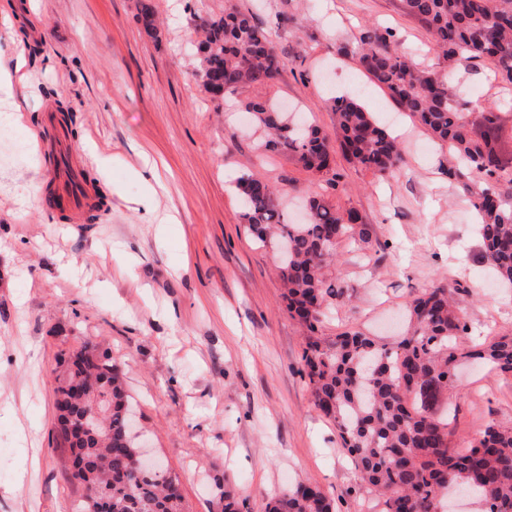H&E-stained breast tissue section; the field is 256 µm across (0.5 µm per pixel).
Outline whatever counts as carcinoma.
<instances>
[{"label": "carcinoma", "mask_w": 512, "mask_h": 512, "mask_svg": "<svg viewBox=\"0 0 512 512\" xmlns=\"http://www.w3.org/2000/svg\"><path fill=\"white\" fill-rule=\"evenodd\" d=\"M419 20L453 68L463 61L490 59L499 83L512 86V0H401ZM144 31L158 30L154 0H138ZM194 42L193 76L215 99L245 85L272 82L285 65L271 33L250 14L229 11L202 18ZM358 63L369 80L387 90L439 142L448 145V179L463 183L478 218L483 261L501 285H512V158L497 159L504 139L512 140V100H491L480 122L496 142L477 138L463 116V104L437 74L416 67L394 49L392 34L372 24L358 28ZM244 110L269 131L271 153L291 156L327 185L339 173L327 137L312 126L295 127L277 103L253 100ZM337 140L346 159L378 174L397 172L404 156L397 140L360 103L332 100ZM236 188L251 234L276 243L291 318L306 328L303 360L314 407L336 423L342 450L381 505L380 512H437L438 502L465 493L483 512H512V423L491 422L471 438L455 439L452 408L441 397L453 388L460 363L485 361L493 371L512 374V335L467 343L469 327L459 315L457 282L439 285L406 302L407 330L394 347L359 330L336 336L321 332L327 313L348 297V287L328 280L336 243L369 242L358 211L341 212L315 195L308 220L288 221L283 192L254 177ZM60 367L56 387L58 436L86 490L76 512H91L90 499H107L104 512H183L164 475L134 465L138 452L116 365L76 338ZM104 419L80 430L78 420L95 399ZM268 512H336L320 489L303 483L266 504Z\"/></svg>", "instance_id": "1"}]
</instances>
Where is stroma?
Returning a JSON list of instances; mask_svg holds the SVG:
<instances>
[{
  "instance_id": "stroma-1",
  "label": "stroma",
  "mask_w": 512,
  "mask_h": 512,
  "mask_svg": "<svg viewBox=\"0 0 512 512\" xmlns=\"http://www.w3.org/2000/svg\"><path fill=\"white\" fill-rule=\"evenodd\" d=\"M156 4L154 39L137 22V0H0L21 20L0 27V53L27 58L14 84L20 122L0 129V144L12 147L0 158V512H74L84 495L57 444L52 373L79 336L118 365L140 438L179 476L188 512H220L227 493L243 512H264L299 481L339 512H364L367 490L335 424L312 403L304 333L283 302L279 263L249 232L231 183L251 175L289 187L293 217L317 192L370 224L368 244L336 246L328 273L352 297L331 314L327 335L348 327L395 344L409 296L452 281L465 288L472 337L512 332V290L488 272L468 196L441 172L447 147L336 47L354 43L366 22L391 30L418 66L449 72L473 125L485 101L512 92L489 62L449 69L400 0ZM231 10L275 33L286 64L271 83L220 102L197 86L189 44L199 16ZM335 96L359 99L398 133L400 172L375 175L339 154L332 189L292 158L256 150L264 132L249 125L244 101H278L332 140ZM59 111L73 118L76 160L107 192L99 223L46 201L48 115ZM145 154L158 167L161 209L177 223L142 219ZM34 165L41 175L31 185ZM452 395L458 435L512 422V375L471 361Z\"/></svg>"
}]
</instances>
